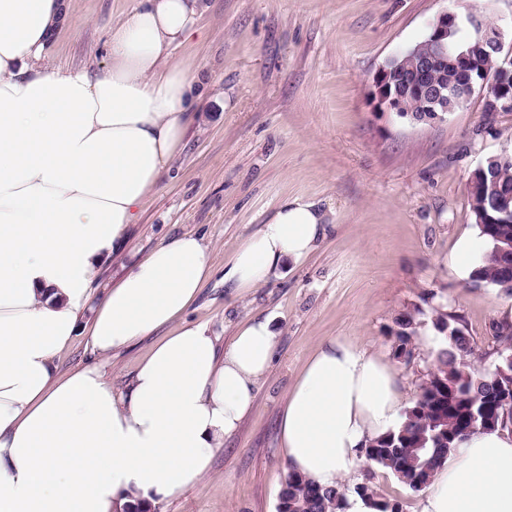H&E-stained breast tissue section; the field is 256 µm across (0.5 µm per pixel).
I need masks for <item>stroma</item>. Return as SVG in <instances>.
<instances>
[{"label":"stroma","instance_id":"stroma-1","mask_svg":"<svg viewBox=\"0 0 512 512\" xmlns=\"http://www.w3.org/2000/svg\"><path fill=\"white\" fill-rule=\"evenodd\" d=\"M136 4L73 0L52 36L53 64L104 69L111 29ZM450 8L484 15L512 44V0H201L198 33L172 55L200 73L194 119L112 274L162 242L198 233L213 273L186 321L226 345L244 322L266 319L277 346L250 414L210 473L153 512H276L288 471L280 414L327 339L394 358L393 319L419 307L415 355L394 359L410 402L442 346L432 324L440 310L459 315L484 352L478 370L493 369L490 324L512 311V296L459 278L453 263L458 241L478 234L467 183L487 157L512 154V112L486 111L478 89L444 122L424 124L378 111L371 92L375 72ZM293 197L324 213V239L237 294L225 266ZM367 481L401 512H419L422 492L369 462L343 479L351 491Z\"/></svg>","mask_w":512,"mask_h":512}]
</instances>
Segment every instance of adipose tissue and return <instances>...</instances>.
<instances>
[{
  "instance_id": "obj_1",
  "label": "adipose tissue",
  "mask_w": 512,
  "mask_h": 512,
  "mask_svg": "<svg viewBox=\"0 0 512 512\" xmlns=\"http://www.w3.org/2000/svg\"><path fill=\"white\" fill-rule=\"evenodd\" d=\"M70 0H0V512H123L154 506L208 474L252 409L277 336L240 326L228 346L185 322L212 271L187 232L106 283L113 253L172 161L191 121L195 68L170 63L197 31L198 0H138L108 41V66L62 70L51 38ZM314 203L284 200L234 253L239 293L325 232ZM86 336L92 361L62 371ZM156 336L115 387L97 358ZM392 365L331 338L284 405L290 469L333 487L369 441L404 420ZM420 512H512V433L458 443Z\"/></svg>"
}]
</instances>
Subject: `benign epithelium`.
Segmentation results:
<instances>
[{"mask_svg":"<svg viewBox=\"0 0 512 512\" xmlns=\"http://www.w3.org/2000/svg\"><path fill=\"white\" fill-rule=\"evenodd\" d=\"M464 22L476 35L477 44L460 51L448 43V36ZM426 41L429 51L414 59L412 67L403 63L394 68L385 65L373 76L374 97L380 111L406 117L410 113L407 99H428L435 104L429 121L438 123L454 111L448 102L460 106L480 86L487 89V98L495 99L494 111L512 112V85L488 80L489 74L481 64L486 54L493 53L499 59L498 70L512 73V53L503 54L504 34L497 25L478 14L462 17L448 9L432 23Z\"/></svg>","mask_w":512,"mask_h":512,"instance_id":"7a95c632","label":"benign epithelium"}]
</instances>
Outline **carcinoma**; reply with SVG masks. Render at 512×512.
Returning a JSON list of instances; mask_svg holds the SVG:
<instances>
[{"label": "carcinoma", "instance_id": "obj_1", "mask_svg": "<svg viewBox=\"0 0 512 512\" xmlns=\"http://www.w3.org/2000/svg\"><path fill=\"white\" fill-rule=\"evenodd\" d=\"M487 178L495 179L496 197L468 194L471 211L488 249L470 278L476 284L500 286L512 276V254L502 252L504 241H512V223H499L496 198L512 195V154H498L485 161ZM422 311L415 307L399 313L390 331L393 353L413 357L420 334ZM434 327L446 335L420 393L406 411L398 428L371 441L364 448L367 460L390 472L413 491L429 485L438 470L465 436L477 430L512 429V321L504 317L491 323L499 344L498 361L490 372L474 363L481 359L477 343L460 327V318L440 313ZM355 493L367 500L374 512H389L390 503L379 499L372 487L361 484ZM345 488H323L290 470L281 482L278 512H346Z\"/></svg>", "mask_w": 512, "mask_h": 512}]
</instances>
